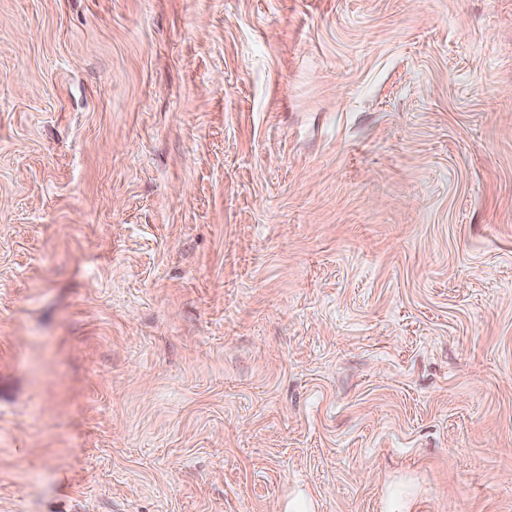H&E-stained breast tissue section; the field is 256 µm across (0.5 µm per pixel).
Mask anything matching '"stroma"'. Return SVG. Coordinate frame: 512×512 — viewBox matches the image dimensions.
<instances>
[{"label":"stroma","instance_id":"obj_1","mask_svg":"<svg viewBox=\"0 0 512 512\" xmlns=\"http://www.w3.org/2000/svg\"><path fill=\"white\" fill-rule=\"evenodd\" d=\"M512 512V0H0V512Z\"/></svg>","mask_w":512,"mask_h":512}]
</instances>
